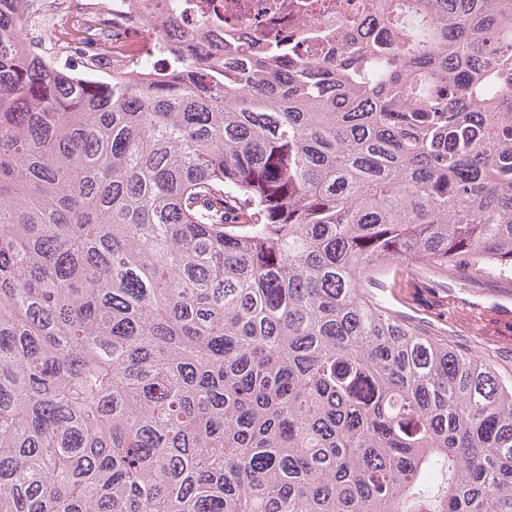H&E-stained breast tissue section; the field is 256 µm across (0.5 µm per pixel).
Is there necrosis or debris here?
Returning a JSON list of instances; mask_svg holds the SVG:
<instances>
[{
  "label": "necrosis or debris",
  "mask_w": 512,
  "mask_h": 512,
  "mask_svg": "<svg viewBox=\"0 0 512 512\" xmlns=\"http://www.w3.org/2000/svg\"><path fill=\"white\" fill-rule=\"evenodd\" d=\"M30 10L44 16L39 34L58 55L85 62L93 79L118 75L143 55L163 53L164 43L143 25L145 0H33ZM218 19L225 35L259 47L269 39L296 38L299 53H310L298 40V26L324 27L336 17V0H182L181 22L192 31L200 17Z\"/></svg>",
  "instance_id": "4bbe7bcc"
}]
</instances>
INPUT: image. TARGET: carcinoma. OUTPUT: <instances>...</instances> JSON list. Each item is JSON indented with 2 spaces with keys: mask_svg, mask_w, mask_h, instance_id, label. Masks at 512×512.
<instances>
[{
  "mask_svg": "<svg viewBox=\"0 0 512 512\" xmlns=\"http://www.w3.org/2000/svg\"><path fill=\"white\" fill-rule=\"evenodd\" d=\"M0 0V512H512V381L381 303L512 275V0L185 33L88 82Z\"/></svg>",
  "mask_w": 512,
  "mask_h": 512,
  "instance_id": "carcinoma-1",
  "label": "carcinoma"
}]
</instances>
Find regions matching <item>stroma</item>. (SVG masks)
<instances>
[{"instance_id": "1", "label": "stroma", "mask_w": 512, "mask_h": 512, "mask_svg": "<svg viewBox=\"0 0 512 512\" xmlns=\"http://www.w3.org/2000/svg\"><path fill=\"white\" fill-rule=\"evenodd\" d=\"M377 297L411 318L423 321L429 327L448 329L452 343L463 351H481L501 371L512 373V342L499 341L495 335L476 339L471 316L479 307L500 308L512 313V279L492 275L473 276L470 270L457 272L455 278L429 270L415 286L401 293L380 288Z\"/></svg>"}]
</instances>
